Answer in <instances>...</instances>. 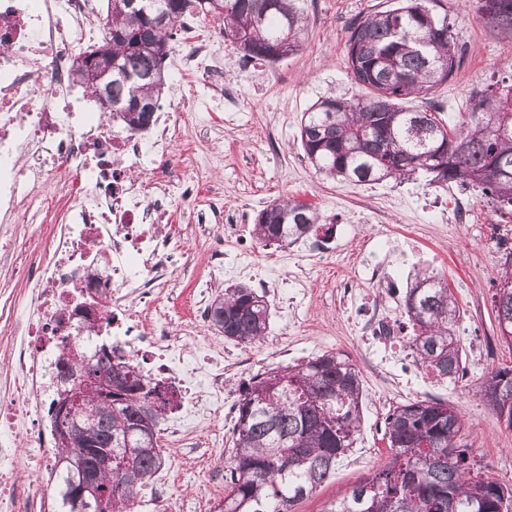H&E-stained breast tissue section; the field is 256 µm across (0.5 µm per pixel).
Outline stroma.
<instances>
[{"mask_svg": "<svg viewBox=\"0 0 512 512\" xmlns=\"http://www.w3.org/2000/svg\"><path fill=\"white\" fill-rule=\"evenodd\" d=\"M395 0H299L308 18L301 49L277 63H242L234 46L223 42L226 59L221 86L225 102L245 112L243 122L228 126L220 112H196L182 138L174 145L184 159L210 158L207 173L213 191L224 201V209L238 223L253 226L261 209L274 201L292 198L316 207L335 234L326 250L330 259L316 252L297 256L294 265L276 269L279 277H290L294 269L313 275L317 293L298 312L270 298L269 337L253 343L251 351L262 369L298 363L299 358L281 352L270 342L277 336L333 334L331 350L359 359L357 342L345 336L336 308V284L351 271L364 242L384 235L415 233L418 248L429 258L430 267L448 283L461 314L457 334L464 349L490 344L489 356L468 363V379L500 366H512V346L499 337L491 288L502 257L499 242L512 240V224L498 223L478 191L431 185L427 176L396 184L385 180L355 185L317 174L301 147L299 128L304 112L328 92L350 98L360 95L352 81L345 55L347 27L362 15L388 9ZM448 20L460 44L466 48L463 64L434 99L441 107L437 117L449 130L459 129L471 110L470 93L501 79L512 59V38L487 27L479 14V0H443ZM465 222H458V211ZM450 225L440 234L436 225ZM364 400L362 427L350 452L312 497L302 500L295 512H326L353 486L388 464L391 450L383 438L382 421L390 409L407 398L433 397L459 411L467 421L466 436L484 471L500 483L512 486V430L500 422L484 402L468 392L463 382L447 389L415 388L405 397L381 391L370 370H362ZM165 467L178 470L172 487L174 499L197 494L201 459L185 449H164Z\"/></svg>", "mask_w": 512, "mask_h": 512, "instance_id": "35a3bbf8", "label": "stroma"}]
</instances>
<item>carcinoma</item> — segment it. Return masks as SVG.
Instances as JSON below:
<instances>
[{"label":"carcinoma","mask_w":512,"mask_h":512,"mask_svg":"<svg viewBox=\"0 0 512 512\" xmlns=\"http://www.w3.org/2000/svg\"><path fill=\"white\" fill-rule=\"evenodd\" d=\"M166 0L167 19L131 7V0H108L112 62L132 75L112 79V99L123 102L129 130L152 122L168 89L166 61L177 38V21L187 13L210 15L224 37L249 60L275 63L297 52L307 17L296 0ZM428 0H401L394 7L357 19L348 28L346 59L364 94L354 100L327 94L304 113L300 140L315 171L328 178L374 184L404 183L424 172L431 183L472 185L492 205L501 224L512 223V66L501 83L472 91L469 118L461 129L448 127L426 109L407 102L427 96L460 67L464 55L448 11ZM481 17L512 37V0H482ZM283 46L285 52L273 55ZM253 232L265 245L285 249L324 227L321 214L294 200L260 210ZM413 322L415 362L438 376L464 374L465 353L456 336L460 312L448 284L424 268L405 291ZM493 305L497 324L512 325V248L498 268ZM210 326L224 338L251 344L269 328L265 295L246 284L224 289L213 300ZM73 371L83 375L95 359L112 376V400L88 394L87 416L71 435L70 447H56L55 458L69 448L105 455L125 443L135 425L137 403L153 402V431L133 462L112 465L100 474V502L86 509L77 503L79 474L58 464L67 512H135L142 487L163 465L158 426L170 402L162 385L142 374L134 361L112 357L103 348L86 350L78 337L65 338ZM474 395L512 430V368L479 377ZM364 389L359 369L342 353L326 351L293 366L269 369L239 386L233 448L224 482L228 494L216 512H294L336 470L360 432ZM461 414L438 399H415L396 407L384 420L392 455L387 466L332 503L326 512H512V487L485 476L463 442Z\"/></svg>","instance_id":"cac0c4a2"}]
</instances>
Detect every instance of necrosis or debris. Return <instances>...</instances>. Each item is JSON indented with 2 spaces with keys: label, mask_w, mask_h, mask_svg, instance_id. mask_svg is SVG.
I'll return each instance as SVG.
<instances>
[{
  "label": "necrosis or debris",
  "mask_w": 512,
  "mask_h": 512,
  "mask_svg": "<svg viewBox=\"0 0 512 512\" xmlns=\"http://www.w3.org/2000/svg\"><path fill=\"white\" fill-rule=\"evenodd\" d=\"M106 32L96 0H0V263L10 270L0 280V342L10 359L0 377V512L19 508L18 438L34 448L39 471L55 470L41 413L56 389L61 339L81 336L87 346L104 342L126 358L147 359L150 377L171 385L176 411L192 418L171 429L169 443L194 448L228 372L253 361L250 351L228 353L205 332L217 278L248 279L291 305L308 294L306 277L286 282L248 261L226 262L224 242L242 241L243 225L217 223L224 205L216 195L170 170L189 109H224L223 94L199 97L220 67L211 54L217 30L205 35L186 26L173 69L193 70L195 86L161 108L148 138L127 130L119 113L93 111L89 94L76 88L73 64ZM203 196L202 209L196 202ZM177 204L187 223H171ZM49 216L56 233L30 262L14 228ZM202 239L208 248L201 255L194 244ZM386 247L388 257L360 259L356 277L339 283L346 329L385 388L405 394L442 387L444 379L423 367L405 376L394 371L397 361L410 360L412 343L395 271L415 249L408 237ZM180 305L184 315H157ZM90 306L99 324L91 334L76 314ZM174 480L170 470L154 476L144 499L162 512H200L194 498L172 500Z\"/></svg>",
  "instance_id": "necrosis-or-debris-1"
}]
</instances>
